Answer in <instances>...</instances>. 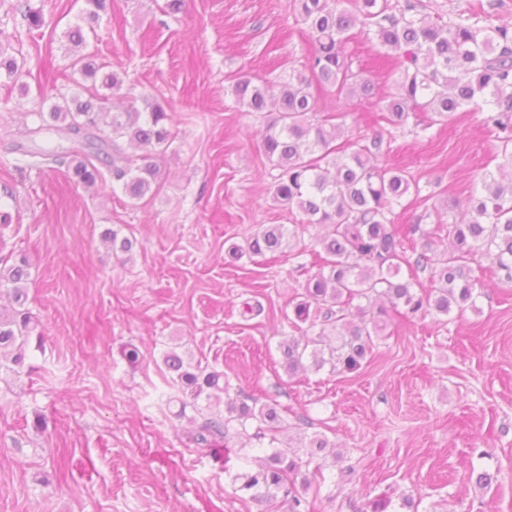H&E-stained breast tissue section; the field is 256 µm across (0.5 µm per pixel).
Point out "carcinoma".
<instances>
[{
    "label": "carcinoma",
    "mask_w": 512,
    "mask_h": 512,
    "mask_svg": "<svg viewBox=\"0 0 512 512\" xmlns=\"http://www.w3.org/2000/svg\"><path fill=\"white\" fill-rule=\"evenodd\" d=\"M293 13L306 25L313 51L305 66L282 83L277 94L249 77L232 86L237 107L268 115L262 152L277 170L270 194L274 202L302 215L303 230L326 229L312 237L320 249L319 269L302 285L289 320L300 336L280 342L283 366L298 372H354L375 358L376 341L385 319H413L433 313L479 311L488 287L478 275L483 268L512 282V28L474 14L472 22L432 20L409 4L399 9L392 0H290ZM377 41L384 53L385 74L394 93L384 98L381 120L402 126L417 113L430 114L428 126L447 125L459 112L475 110L482 125L499 143L500 162L486 171L469 191L460 218L448 219L459 207L443 202L430 230H403L394 224L397 209L418 183L389 163L380 136L358 134L342 139L339 113L320 112L323 91L338 99L369 100L376 95L372 80L353 70L346 46ZM74 65L85 77H100L101 86L119 90L124 80L114 72L100 73L93 55L77 56ZM129 106L112 113L111 132L101 136L98 111L103 106L72 97L49 112V126L84 141L71 154L73 179L93 185L104 178L132 200L155 196L163 156L173 139V115L156 99L128 90ZM419 238L406 243L410 233ZM113 252H128L132 241L112 229L103 233ZM306 249L297 229L262 224L233 246L238 258L273 256L284 250ZM29 263L21 257L0 266V286H12L13 313L0 314V360L23 367L29 341L30 316L25 309ZM165 367L198 398L227 392L223 375L185 365L175 351L164 357ZM282 418L274 403L255 409L230 397L224 417H210L186 436L189 444L207 448L217 439L236 438L277 442ZM254 433H248V426ZM321 467L280 449L266 456L257 469L237 475L240 490L273 505L288 500L289 512H305L306 494L321 487ZM480 490L497 482V474L471 471Z\"/></svg>",
    "instance_id": "cac0c4a2"
}]
</instances>
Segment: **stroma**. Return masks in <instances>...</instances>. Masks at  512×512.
Masks as SVG:
<instances>
[{"label":"stroma","instance_id":"stroma-1","mask_svg":"<svg viewBox=\"0 0 512 512\" xmlns=\"http://www.w3.org/2000/svg\"><path fill=\"white\" fill-rule=\"evenodd\" d=\"M432 17L486 9L512 25V0H422ZM45 25L29 30L19 0H0V259L26 256L32 333L19 373L0 371V512H288L250 499L234 481L268 440L203 450L185 436L199 415H223L226 396L277 403L278 446L315 434L363 460L344 491L320 457L325 482L310 512H366L384 489L413 496L417 512H512V284L492 283L479 312L389 325L376 360L353 373L289 376L280 342L289 301L313 274L310 253L231 259L258 224H294L273 205L275 169L260 150L261 114L236 107L240 77L283 82L310 54L290 0H112L90 19L86 0H28ZM82 27L85 49L125 86L168 104L176 136L159 161L158 195L129 199L111 182L84 186L67 165L16 170L21 151L68 148L54 134L23 138L41 114L93 88L71 66L64 36ZM381 99L338 101L350 133L381 131L391 164L421 193L395 221L431 228L434 208L479 182L496 142L474 112L445 127L367 123ZM120 229L133 248L101 237ZM261 304V315L247 306ZM137 351L130 362L129 351ZM178 351L222 372L228 394L182 407L163 357ZM497 471L487 492L471 468Z\"/></svg>","mask_w":512,"mask_h":512}]
</instances>
